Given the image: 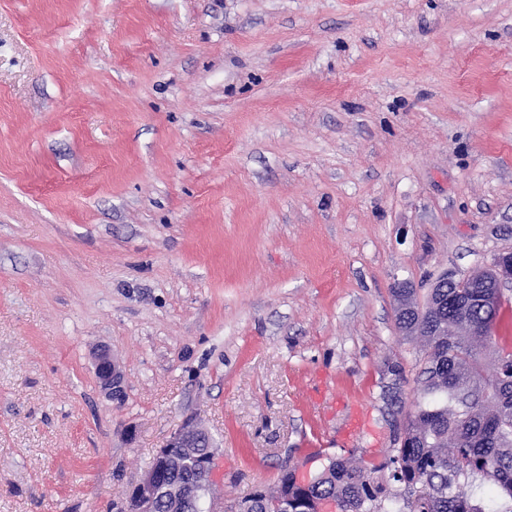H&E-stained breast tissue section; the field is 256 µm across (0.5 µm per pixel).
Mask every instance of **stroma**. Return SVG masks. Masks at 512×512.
Instances as JSON below:
<instances>
[{
  "label": "stroma",
  "instance_id": "1",
  "mask_svg": "<svg viewBox=\"0 0 512 512\" xmlns=\"http://www.w3.org/2000/svg\"><path fill=\"white\" fill-rule=\"evenodd\" d=\"M509 250L512 0H0V512H115L187 414L226 499L381 460L393 288ZM95 373L102 393L121 403L124 397V376L119 363L106 348H100L95 356Z\"/></svg>",
  "mask_w": 512,
  "mask_h": 512
}]
</instances>
